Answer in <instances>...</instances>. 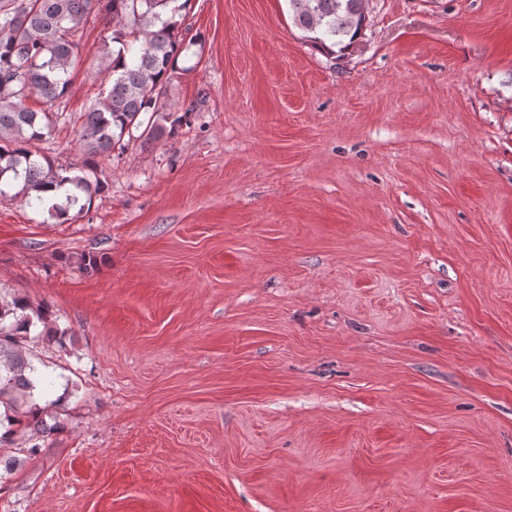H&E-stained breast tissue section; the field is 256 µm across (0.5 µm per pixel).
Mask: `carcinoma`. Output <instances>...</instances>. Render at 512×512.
Wrapping results in <instances>:
<instances>
[{
	"mask_svg": "<svg viewBox=\"0 0 512 512\" xmlns=\"http://www.w3.org/2000/svg\"><path fill=\"white\" fill-rule=\"evenodd\" d=\"M109 6L113 48L101 64L109 76L96 104L78 116L82 163L63 166L38 157L28 145L50 135L58 119L51 105L71 88L76 33L102 2ZM293 23L306 41L329 55L344 53L362 34L366 0H288ZM180 0H0V196L16 182L28 204L62 217L103 190L97 159L124 149L125 139L157 140L175 133L182 117L165 109L168 84L187 49L176 16ZM32 94L48 108L26 106ZM63 192L58 202L47 188ZM50 332L47 316L22 298L0 297V428L30 430L28 453L40 448L49 430L45 409L34 400L38 368L28 355L37 325Z\"/></svg>",
	"mask_w": 512,
	"mask_h": 512,
	"instance_id": "1",
	"label": "carcinoma"
}]
</instances>
